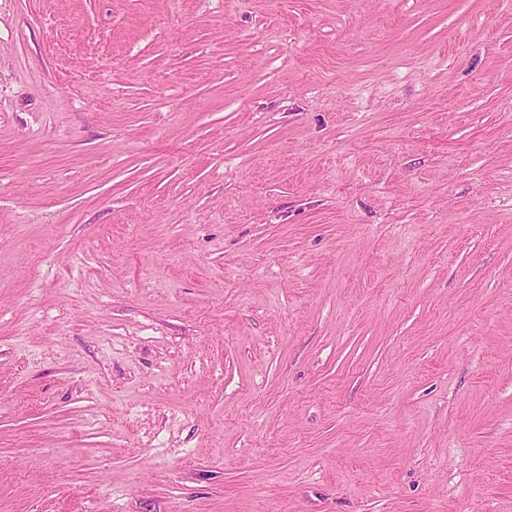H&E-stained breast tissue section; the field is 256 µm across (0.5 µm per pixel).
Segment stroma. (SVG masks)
Instances as JSON below:
<instances>
[{
    "instance_id": "obj_1",
    "label": "stroma",
    "mask_w": 512,
    "mask_h": 512,
    "mask_svg": "<svg viewBox=\"0 0 512 512\" xmlns=\"http://www.w3.org/2000/svg\"><path fill=\"white\" fill-rule=\"evenodd\" d=\"M0 512H512V0H0Z\"/></svg>"
}]
</instances>
